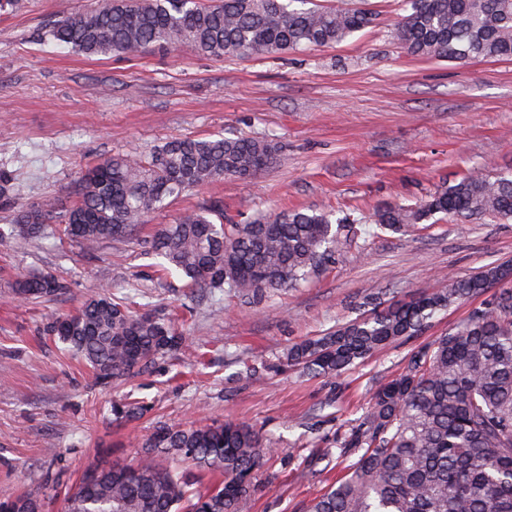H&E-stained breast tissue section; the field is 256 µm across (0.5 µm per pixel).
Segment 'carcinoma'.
<instances>
[{"instance_id": "1", "label": "carcinoma", "mask_w": 512, "mask_h": 512, "mask_svg": "<svg viewBox=\"0 0 512 512\" xmlns=\"http://www.w3.org/2000/svg\"><path fill=\"white\" fill-rule=\"evenodd\" d=\"M306 0H102L95 8L54 20L46 40L87 56H136L148 48L189 44L208 57L226 53L278 55L330 47L372 26L368 9L345 3L296 7ZM395 35L414 56L464 62L512 59V0H405ZM275 145L249 136L187 137L145 155L116 156L85 171L76 201L57 211L53 198L21 210L15 226L36 242L63 224V235L89 250L128 239L170 197L224 177H249L267 167ZM437 213L512 220V175L480 171L436 190L415 206L386 203L368 216L385 232L404 231ZM356 225L316 212L293 211L224 223L220 204L181 214L142 241L164 261L162 271L192 288L260 305L276 290L307 282ZM512 271L502 266L469 277L448 275V287L375 308L335 332L288 347L286 367L332 377L373 351L427 326L451 305L497 288L469 320L411 357L394 378L378 381L369 414L346 447L360 453L336 486L306 512H512ZM68 285L50 274L16 282L23 301L53 298ZM45 332L80 354L103 383L151 371L157 359L190 344L165 317L137 309L110 292L89 295L80 308L50 321ZM146 411L119 399L114 419ZM274 442L233 421L211 425L161 423L144 440L135 465H90L68 494L65 512H238L257 489ZM175 459L218 475L195 488ZM44 512L36 492L13 498Z\"/></svg>"}]
</instances>
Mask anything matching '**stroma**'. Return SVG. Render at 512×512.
I'll list each match as a JSON object with an SVG mask.
<instances>
[{
	"instance_id": "1",
	"label": "stroma",
	"mask_w": 512,
	"mask_h": 512,
	"mask_svg": "<svg viewBox=\"0 0 512 512\" xmlns=\"http://www.w3.org/2000/svg\"><path fill=\"white\" fill-rule=\"evenodd\" d=\"M91 2L20 0L0 11V173L15 182L10 202L0 203V499L36 491L48 512H61L85 464H135L137 443L156 422L232 419L280 450L239 512H305L356 461L339 450L364 421L378 381L402 373L414 351L466 322L493 293L452 305L333 378L282 368L285 349L367 314V298L404 301L445 288L446 273L512 263V221L441 216L401 233L368 224L309 283L260 305L162 276L140 241L216 200L238 224L294 209L358 219L383 203L416 204L475 169L512 172V60L411 56L394 34L402 0H366L375 27L277 57L213 59L187 45L89 57L44 41L50 21ZM218 134L268 138L277 152L251 178L168 200L135 238L94 251L60 233L38 244L7 233L17 210L49 197L70 204L89 165ZM30 272L69 289L16 300L12 286ZM132 284L138 304L173 319L194 345L105 386L40 330L95 291ZM118 396L151 410L116 421Z\"/></svg>"
}]
</instances>
